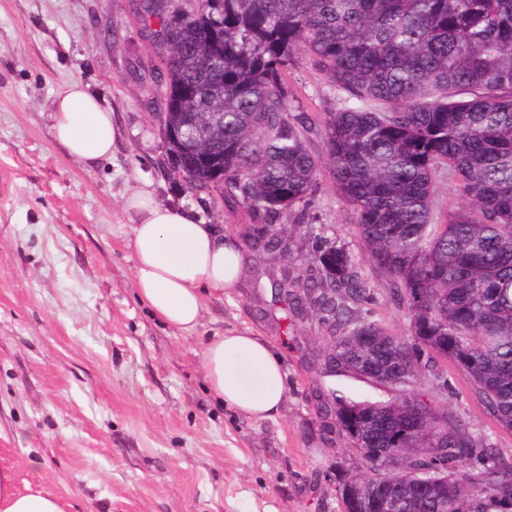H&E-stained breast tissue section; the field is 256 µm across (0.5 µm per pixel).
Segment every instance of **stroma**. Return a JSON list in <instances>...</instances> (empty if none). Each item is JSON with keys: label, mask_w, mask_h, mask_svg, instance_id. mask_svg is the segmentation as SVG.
<instances>
[{"label": "stroma", "mask_w": 512, "mask_h": 512, "mask_svg": "<svg viewBox=\"0 0 512 512\" xmlns=\"http://www.w3.org/2000/svg\"><path fill=\"white\" fill-rule=\"evenodd\" d=\"M150 63L130 0H0V470L16 489L51 493L65 512H341L336 476L366 462L317 411V389L340 386L447 406L450 419L512 457V430L462 373L448 370L444 389L430 372L403 387L326 376L324 329L276 299L281 269L306 268L310 220L351 252L361 248L357 215L328 168L309 215L282 217L287 260L245 253L238 285L207 297L193 332L151 313L112 232L124 193L151 183L159 203L194 211L236 241L250 217L233 199L193 195L170 176L135 77ZM74 81L122 128L114 157L92 170L55 141L48 119ZM287 81L291 114L339 109L309 56L294 58ZM358 272L376 319L407 335L385 280L365 261ZM232 330L263 337L284 360L285 399L272 418L241 416L209 387L205 345Z\"/></svg>", "instance_id": "obj_1"}]
</instances>
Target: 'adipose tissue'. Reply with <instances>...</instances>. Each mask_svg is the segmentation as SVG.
Masks as SVG:
<instances>
[{
    "mask_svg": "<svg viewBox=\"0 0 512 512\" xmlns=\"http://www.w3.org/2000/svg\"><path fill=\"white\" fill-rule=\"evenodd\" d=\"M56 141L85 168L113 157L120 128L112 112L80 82L54 100L49 114ZM124 224L117 230L134 260L138 297L152 313L178 330L192 332L204 297L235 288L243 273L237 244L191 212L158 204L150 185L122 197ZM211 390L224 405L256 419L275 416L284 401L283 360L252 332L213 336L203 354ZM0 512H63L40 492L22 494L10 472L0 471Z\"/></svg>",
    "mask_w": 512,
    "mask_h": 512,
    "instance_id": "adipose-tissue-1",
    "label": "adipose tissue"
}]
</instances>
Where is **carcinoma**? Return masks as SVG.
I'll use <instances>...</instances> for the list:
<instances>
[{"instance_id": "carcinoma-1", "label": "carcinoma", "mask_w": 512, "mask_h": 512, "mask_svg": "<svg viewBox=\"0 0 512 512\" xmlns=\"http://www.w3.org/2000/svg\"><path fill=\"white\" fill-rule=\"evenodd\" d=\"M158 64L143 70L171 172L187 189L224 193L249 210L244 245L274 261L280 215L308 204L320 168L357 214L366 259L405 305L410 337L372 311L357 259L316 234L318 278L274 284L307 302L330 332L336 375L389 384L443 361L512 429V0H136ZM304 52L341 107L289 118L285 75ZM205 112L202 147L184 132ZM325 130L324 156L306 147ZM464 201L434 223L436 179ZM329 431L363 450L346 473L341 512H512V459L418 397L373 399L333 388ZM477 480L481 492L473 493Z\"/></svg>"}]
</instances>
